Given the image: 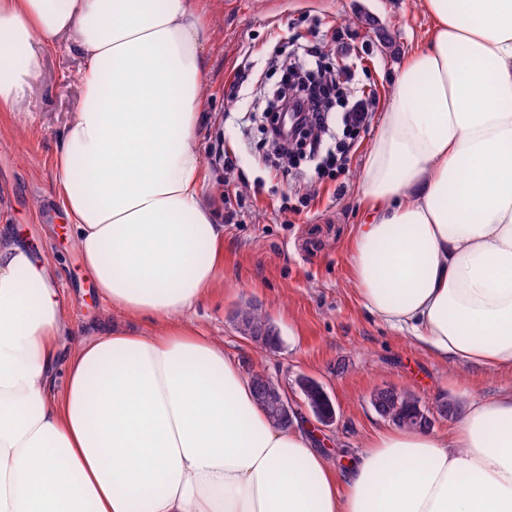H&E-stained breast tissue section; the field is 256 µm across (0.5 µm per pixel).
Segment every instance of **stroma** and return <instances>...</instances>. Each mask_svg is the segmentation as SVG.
<instances>
[{"instance_id":"stroma-1","label":"stroma","mask_w":512,"mask_h":512,"mask_svg":"<svg viewBox=\"0 0 512 512\" xmlns=\"http://www.w3.org/2000/svg\"><path fill=\"white\" fill-rule=\"evenodd\" d=\"M201 7L209 28L207 116L196 133L202 193L212 209L236 217L224 227V265L194 322L236 355L243 371L259 369L289 384L296 402L304 397L294 378L318 379L336 409L322 433L324 450L340 468L388 425L370 402L377 389L411 391L427 407L439 399L460 407L511 390L512 370L441 363L373 316L355 292L352 245L362 211L355 188L375 127L360 132L348 173L296 191L266 160L261 125L250 118L257 86L279 79L273 61L302 45L321 47L331 67L355 50L362 65L354 88L377 96L376 110L385 112L398 70L430 36L432 23L416 0H201ZM36 54V76L18 112H0V225L56 267L72 320L92 326L108 314L61 221L52 169L54 140L80 97L76 74L84 59L62 46ZM246 68L248 81L234 87ZM226 154L236 157L234 169L225 168ZM247 302L277 328V349H258L239 333L234 315Z\"/></svg>"}]
</instances>
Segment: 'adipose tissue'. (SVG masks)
I'll return each mask as SVG.
<instances>
[{"label": "adipose tissue", "instance_id": "ef3b65f1", "mask_svg": "<svg viewBox=\"0 0 512 512\" xmlns=\"http://www.w3.org/2000/svg\"><path fill=\"white\" fill-rule=\"evenodd\" d=\"M418 3L431 37L357 182L355 291L442 362L512 369V0ZM63 34L85 65L54 186L120 319L85 337L52 264L0 226V512H512V391L447 437L381 430L340 470L189 322L224 263L198 0H0V112Z\"/></svg>", "mask_w": 512, "mask_h": 512}]
</instances>
